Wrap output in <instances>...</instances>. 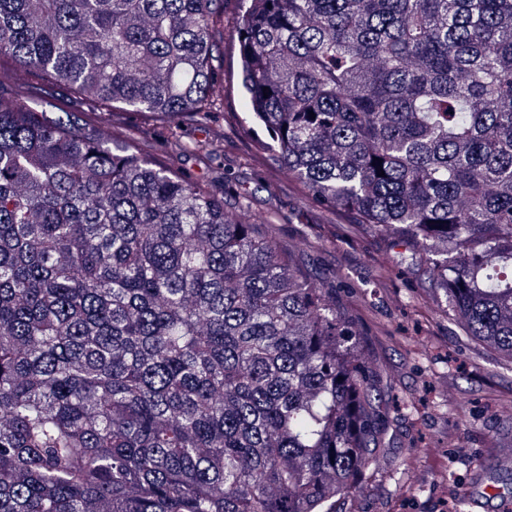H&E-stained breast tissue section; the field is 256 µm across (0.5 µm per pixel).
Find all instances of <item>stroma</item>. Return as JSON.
Masks as SVG:
<instances>
[{
  "instance_id": "1",
  "label": "stroma",
  "mask_w": 512,
  "mask_h": 512,
  "mask_svg": "<svg viewBox=\"0 0 512 512\" xmlns=\"http://www.w3.org/2000/svg\"><path fill=\"white\" fill-rule=\"evenodd\" d=\"M243 0H224L211 66L218 94L204 115L169 119L107 107L49 76L0 59V92L33 91L62 111L105 119L116 144L171 166L234 212L273 228L304 272L339 291L378 374L387 450L341 502L342 512H505L512 472L488 477L493 442L512 439V364L466 336L425 274L386 247L349 211L310 199L302 183L264 149L248 125L233 28ZM451 471V481L441 480Z\"/></svg>"
}]
</instances>
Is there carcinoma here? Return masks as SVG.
Masks as SVG:
<instances>
[{
  "instance_id": "cac0c4a2",
  "label": "carcinoma",
  "mask_w": 512,
  "mask_h": 512,
  "mask_svg": "<svg viewBox=\"0 0 512 512\" xmlns=\"http://www.w3.org/2000/svg\"><path fill=\"white\" fill-rule=\"evenodd\" d=\"M220 2L0 0V57L197 117ZM235 29L288 171L512 359V0H246ZM360 340L266 225L0 93V512H339L385 448Z\"/></svg>"
}]
</instances>
